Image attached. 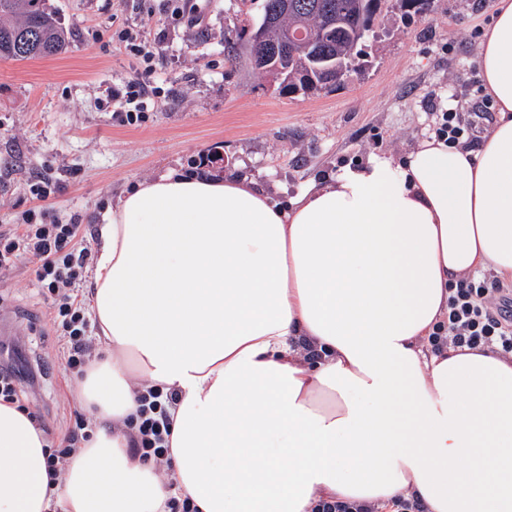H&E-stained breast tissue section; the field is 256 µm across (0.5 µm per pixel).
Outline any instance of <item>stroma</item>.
I'll list each match as a JSON object with an SVG mask.
<instances>
[{"label":"stroma","instance_id":"stroma-1","mask_svg":"<svg viewBox=\"0 0 512 512\" xmlns=\"http://www.w3.org/2000/svg\"><path fill=\"white\" fill-rule=\"evenodd\" d=\"M69 32L65 53L0 62V225L15 223L31 201L27 180L54 168L65 188L51 202L62 220L83 224L97 244L104 212L134 183L170 168L228 173L274 196L296 195L309 182L375 155L400 154L429 134L440 96L455 90L458 110L474 120L477 94L467 84L490 16L489 0H430L402 22L385 12L368 41V65L344 87L281 95L247 59L224 51L258 15L256 0H198L195 27L175 16L171 0H53ZM128 29L159 57V94L145 122L118 125L106 90L143 70V57L112 34ZM454 52H445V43ZM476 120V119H475ZM21 261L0 277V340L19 339L18 365L41 363L50 375L35 394L54 441L68 433L75 384L58 338Z\"/></svg>","mask_w":512,"mask_h":512}]
</instances>
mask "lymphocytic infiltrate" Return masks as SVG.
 Segmentation results:
<instances>
[{"label": "lymphocytic infiltrate", "mask_w": 512, "mask_h": 512, "mask_svg": "<svg viewBox=\"0 0 512 512\" xmlns=\"http://www.w3.org/2000/svg\"><path fill=\"white\" fill-rule=\"evenodd\" d=\"M116 36L131 52L148 61L141 73L107 93L113 119L121 125H132L144 120L156 95L152 65L155 55L128 30H119ZM433 117L432 131L438 139L449 144L475 140L474 122L462 120L455 105L436 107ZM60 189L49 172L30 178L32 207L22 213L20 223L0 225V273L10 272L25 258L33 263L36 288L48 306L51 325L60 338V354L68 373L79 379L95 353L88 309L77 291L78 285L86 280L93 258L90 249L79 240L80 225L58 223L47 205L48 199ZM427 342L435 352L448 346H482L511 354L512 287L492 276L460 281L452 289L448 309L434 325ZM177 400L174 391L164 394L149 389L142 393L137 430L131 435L134 454L154 459L164 477L172 470L168 409ZM94 428V422L86 416L76 417L68 435L48 450L49 476L60 472L66 459L91 437Z\"/></svg>", "instance_id": "f902f5d3"}]
</instances>
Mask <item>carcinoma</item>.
<instances>
[{
  "mask_svg": "<svg viewBox=\"0 0 512 512\" xmlns=\"http://www.w3.org/2000/svg\"><path fill=\"white\" fill-rule=\"evenodd\" d=\"M422 0H261L258 23L273 14L276 24L266 30L281 42L301 33L309 50L270 55L254 66L278 83L281 93L295 94L340 85L364 67L363 46L374 35L373 24L385 6L397 8L403 18L420 13ZM0 60L25 61L66 52L68 38L51 0H0Z\"/></svg>",
  "mask_w": 512,
  "mask_h": 512,
  "instance_id": "carcinoma-1",
  "label": "carcinoma"
}]
</instances>
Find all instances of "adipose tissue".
Here are the masks:
<instances>
[{"mask_svg":"<svg viewBox=\"0 0 512 512\" xmlns=\"http://www.w3.org/2000/svg\"><path fill=\"white\" fill-rule=\"evenodd\" d=\"M492 12L476 146L426 138L289 198L180 169L118 198L90 274L106 356L72 394L98 427L52 479L0 400V512H512V356L426 348L452 285L512 281V0ZM142 387L179 395L169 484L131 451ZM423 505L417 501L404 497L395 498L391 505L383 507L356 506L353 503L320 499L312 508V512H382L386 509L390 512H420Z\"/></svg>","mask_w":512,"mask_h":512,"instance_id":"adipose-tissue-1","label":"adipose tissue"}]
</instances>
